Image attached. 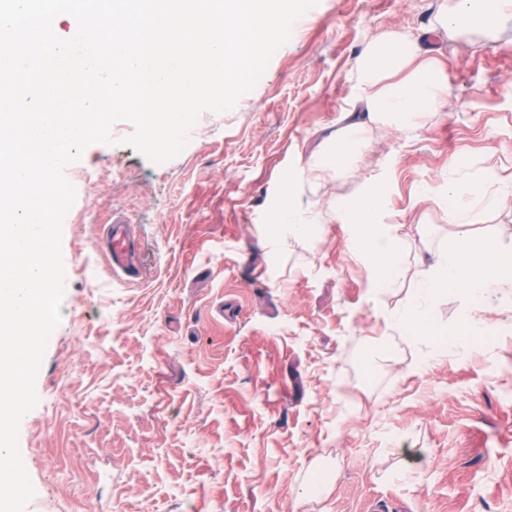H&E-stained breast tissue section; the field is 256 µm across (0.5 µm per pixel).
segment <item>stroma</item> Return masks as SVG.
Segmentation results:
<instances>
[{"label":"stroma","mask_w":512,"mask_h":512,"mask_svg":"<svg viewBox=\"0 0 512 512\" xmlns=\"http://www.w3.org/2000/svg\"><path fill=\"white\" fill-rule=\"evenodd\" d=\"M441 3L318 0L176 157L151 163L119 121L114 144L67 167L62 319L19 430L25 512H512V288L476 304L494 332L432 362L387 322L458 232L512 248V21L449 38L430 27ZM384 32L426 34L450 103L420 129L373 124L355 170L311 180L312 154L358 109L355 60ZM491 168L499 205L458 229L449 184ZM374 189L405 244L388 288L330 217ZM286 190L318 233L275 229ZM117 217L139 243L132 280L101 248Z\"/></svg>","instance_id":"1"}]
</instances>
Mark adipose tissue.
<instances>
[{"mask_svg":"<svg viewBox=\"0 0 512 512\" xmlns=\"http://www.w3.org/2000/svg\"><path fill=\"white\" fill-rule=\"evenodd\" d=\"M510 17L512 0H452L451 5L440 7L434 26L451 36L469 32L490 36ZM356 71L363 110L337 130L329 147L314 155L308 167L313 179L352 171L370 145L372 123L414 125L449 98L443 68L418 37L396 32L374 37L357 58ZM381 208V195L372 192L337 208L333 217L352 225L353 252L369 264L379 284L387 288L401 273L403 243L391 226L379 223ZM419 285L426 294L453 290L470 301L482 299L512 286V250L504 249L493 238L475 249L466 240H458L440 254L435 266L420 271ZM391 321L431 343L443 334L433 312L416 298Z\"/></svg>","mask_w":512,"mask_h":512,"instance_id":"obj_1","label":"adipose tissue"}]
</instances>
